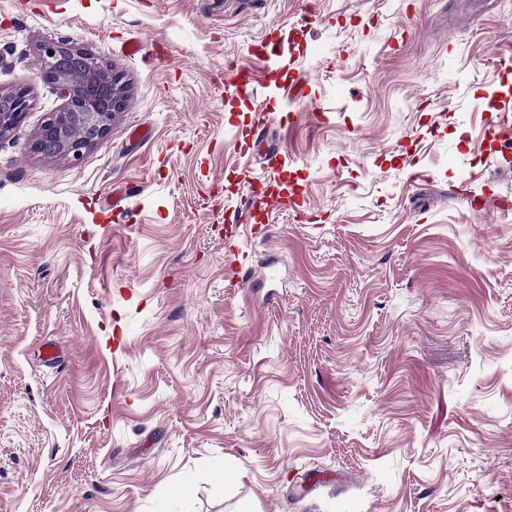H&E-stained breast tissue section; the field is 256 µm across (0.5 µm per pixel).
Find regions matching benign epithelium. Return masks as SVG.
Instances as JSON below:
<instances>
[{"label":"benign epithelium","mask_w":512,"mask_h":512,"mask_svg":"<svg viewBox=\"0 0 512 512\" xmlns=\"http://www.w3.org/2000/svg\"><path fill=\"white\" fill-rule=\"evenodd\" d=\"M38 52L44 63L42 76L56 84L63 104L44 122L32 148L46 157L78 160L106 137L123 110L121 86L101 69L98 58L65 41H45ZM29 107L28 91L0 90V138L21 124Z\"/></svg>","instance_id":"7a95c632"}]
</instances>
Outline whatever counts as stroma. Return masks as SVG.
Returning <instances> with one entry per match:
<instances>
[{
  "instance_id": "stroma-1",
  "label": "stroma",
  "mask_w": 512,
  "mask_h": 512,
  "mask_svg": "<svg viewBox=\"0 0 512 512\" xmlns=\"http://www.w3.org/2000/svg\"><path fill=\"white\" fill-rule=\"evenodd\" d=\"M47 39L125 87L75 163ZM20 87L0 512H512V0H0ZM249 75L245 72L236 73L231 84L224 88V104L228 112H233L235 103L242 100L245 93L243 87L251 82V75Z\"/></svg>"
}]
</instances>
